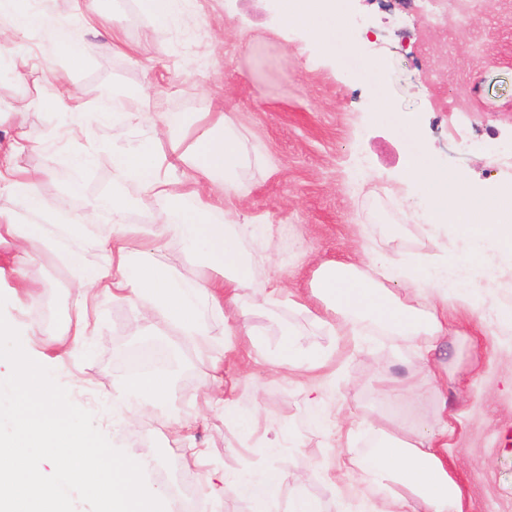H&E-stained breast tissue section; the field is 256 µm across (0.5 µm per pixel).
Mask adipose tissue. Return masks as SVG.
Wrapping results in <instances>:
<instances>
[{
	"label": "adipose tissue",
	"mask_w": 512,
	"mask_h": 512,
	"mask_svg": "<svg viewBox=\"0 0 512 512\" xmlns=\"http://www.w3.org/2000/svg\"><path fill=\"white\" fill-rule=\"evenodd\" d=\"M0 15L10 16L8 30L0 41H12L36 29L43 32L66 57L65 66L52 74L54 98L66 102L74 115H83L87 102L72 77L88 60L90 44L72 34L56 17L40 7L39 0H0ZM162 134L167 138L192 136L191 146L176 161H169L154 148L131 145L113 150L112 168L118 190L108 205L112 210V239L102 265L85 263L81 252L66 250L74 273L78 308L88 299L108 297L136 305L134 328L162 321L172 325L187 341L208 335V315L220 316L225 305L237 304L239 293L251 283L253 259L236 241L231 215L216 216L213 198L230 193L240 161L237 137L228 130L226 116L187 120L181 114H166ZM24 124H17L16 139L0 145V188L25 210L41 211L38 171L15 168L10 157L21 144L32 143ZM405 178L422 192L429 223L453 225L469 242V257L493 246L512 250V198L469 188L457 176L445 174L429 162L408 167ZM137 187L129 198L124 186ZM154 197L169 199L168 208L153 213L160 231L152 247H145L137 225L127 223L130 206L146 205ZM198 259V271L182 277L165 253L169 239ZM44 224L18 223L14 212L0 210V244L27 252L36 242H48ZM400 290H393V283ZM466 282L449 279L437 270L415 265L393 250L367 253L364 261L320 262L314 272L310 297L321 304L328 328L342 336L358 335L361 324L412 341L422 363H429L448 336V319L456 306L465 304ZM283 344L266 358L270 368L295 375L318 366V357L302 353L290 327H283ZM123 395L129 407L157 406L174 409L175 396L169 376L143 374L131 381ZM374 448L353 461L363 483L378 489L366 498L363 512H465L463 493L448 469V422L437 427L404 423L391 429L383 421L371 422ZM284 475L266 470L261 477L223 478L221 494L245 495L258 507L274 503Z\"/></svg>",
	"instance_id": "ef3b65f1"
}]
</instances>
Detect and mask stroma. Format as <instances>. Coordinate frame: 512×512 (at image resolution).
<instances>
[{
  "label": "stroma",
  "instance_id": "obj_1",
  "mask_svg": "<svg viewBox=\"0 0 512 512\" xmlns=\"http://www.w3.org/2000/svg\"><path fill=\"white\" fill-rule=\"evenodd\" d=\"M43 5L63 25H97L88 61L73 77L88 100L89 117L79 124L65 104L47 103L51 72L66 59L42 33L0 47V140L12 134L18 110L41 137V144L20 151L13 162L44 173L43 220L70 223L111 192L113 148L144 143L169 151L159 139L162 113L191 118L221 112L237 131L243 154L235 192L224 206L237 223L270 224L276 232L274 248L257 260L241 297L246 315L238 323L259 333L260 347L220 321L191 342L163 322L137 334L133 306L104 298L89 318L85 340L61 360L48 341L74 315L70 267L59 253L34 244L24 269L36 292L18 296L14 251L0 245V294L6 298L0 313L24 333L28 352L52 370L71 401L93 414L114 447L148 460L145 480L163 489L165 512H183L185 487L204 512H256L257 505L245 496L209 497L204 473L184 460L170 438L163 409L146 410L134 429L125 427L129 411L117 391L132 378L126 358L148 346L167 351L179 414L213 467L229 476L256 475L270 466L283 471L280 495L268 512H286L298 491L321 512H359L362 490L348 458L371 449L369 431L356 429L348 439L324 435L312 418L307 380L274 376L224 355L230 347L254 359L277 351L285 325L305 353L323 355L335 370L329 396L356 419L427 423L440 400H447L448 467L469 512H512V288L487 285L491 272L512 270V253L491 249L461 268L463 240L425 225L421 193L404 179L408 162L424 152L440 170L463 175L478 190L512 185L506 165L512 158V0H485L467 12L450 0L448 18L436 28L414 0H344L336 10L331 55L319 39L285 22L284 0H185L192 20L179 29L153 19L140 0ZM114 27L138 53L113 51L108 32ZM18 54L34 57L23 77L11 62ZM108 97L137 98L134 126L96 120ZM444 97L458 113L436 111L435 102ZM410 119L418 138L397 133ZM77 124L81 132L70 135ZM85 149L95 151L94 166L70 169V155ZM390 228L398 231L399 254L452 276L466 272L484 304L478 315L459 309L457 333L432 362L448 372L442 391L427 386L420 397L397 402L381 399L365 380L423 374L410 341L366 335L358 350L314 313L261 300L277 279L294 293L308 294L318 262L355 259V231L380 246ZM217 364L225 386L243 389L240 405L251 415L248 425L225 421L223 406L202 405Z\"/></svg>",
  "mask_w": 512,
  "mask_h": 512
}]
</instances>
